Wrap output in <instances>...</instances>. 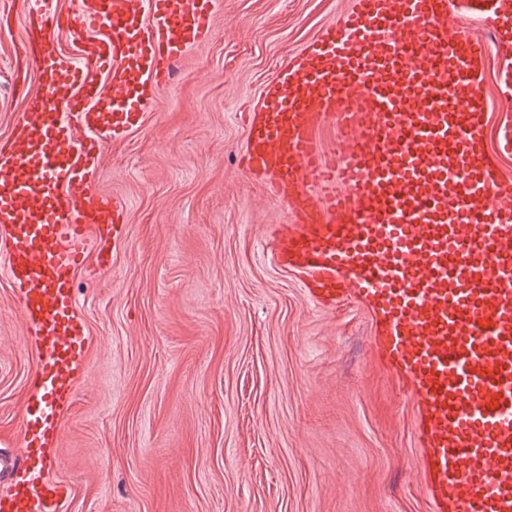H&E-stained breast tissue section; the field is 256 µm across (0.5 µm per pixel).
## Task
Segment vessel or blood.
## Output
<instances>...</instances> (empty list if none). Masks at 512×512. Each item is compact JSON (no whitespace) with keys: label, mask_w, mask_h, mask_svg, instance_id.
<instances>
[{"label":"vessel or blood","mask_w":512,"mask_h":512,"mask_svg":"<svg viewBox=\"0 0 512 512\" xmlns=\"http://www.w3.org/2000/svg\"><path fill=\"white\" fill-rule=\"evenodd\" d=\"M462 10L504 48L498 152L485 148L486 42L449 35ZM212 0H29L17 59L42 89L0 142V262L17 286L38 364L22 412V458L0 512H63L50 477L60 419L91 343L74 274L125 231L126 201L102 192V147L150 111L172 67L211 35ZM76 56L63 54L59 31ZM112 90L103 92L101 78ZM353 130L337 155L316 134ZM512 0H352L289 56L248 114L243 166L294 221L273 251L320 306L351 297L373 318L384 367L414 401L433 512H512Z\"/></svg>","instance_id":"1"}]
</instances>
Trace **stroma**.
Wrapping results in <instances>:
<instances>
[{"mask_svg":"<svg viewBox=\"0 0 512 512\" xmlns=\"http://www.w3.org/2000/svg\"><path fill=\"white\" fill-rule=\"evenodd\" d=\"M350 0H214L212 34L176 64L142 124L104 147L103 192L128 203L108 267L86 253L76 312L93 342L50 476L65 512H432L415 407L357 301L324 309L268 243L291 215L239 167L244 105ZM0 27V140L38 75ZM484 64L486 146L502 109ZM37 366L0 271V452L21 456Z\"/></svg>","mask_w":512,"mask_h":512,"instance_id":"35a3bbf8","label":"stroma"}]
</instances>
